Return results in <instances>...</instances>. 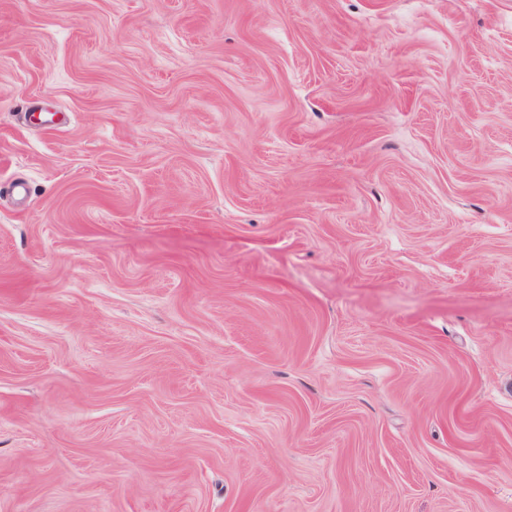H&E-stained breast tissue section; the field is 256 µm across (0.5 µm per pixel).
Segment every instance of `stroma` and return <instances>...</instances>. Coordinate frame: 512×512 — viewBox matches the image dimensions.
<instances>
[{
    "instance_id": "obj_1",
    "label": "stroma",
    "mask_w": 512,
    "mask_h": 512,
    "mask_svg": "<svg viewBox=\"0 0 512 512\" xmlns=\"http://www.w3.org/2000/svg\"><path fill=\"white\" fill-rule=\"evenodd\" d=\"M0 512H512V0H0Z\"/></svg>"
}]
</instances>
